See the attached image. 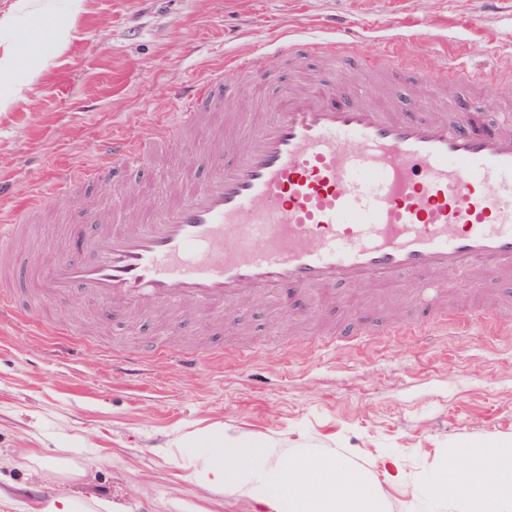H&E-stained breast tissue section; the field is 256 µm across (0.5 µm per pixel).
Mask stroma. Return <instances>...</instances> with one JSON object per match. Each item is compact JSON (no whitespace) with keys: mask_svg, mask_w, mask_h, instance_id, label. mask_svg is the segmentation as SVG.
Wrapping results in <instances>:
<instances>
[{"mask_svg":"<svg viewBox=\"0 0 512 512\" xmlns=\"http://www.w3.org/2000/svg\"><path fill=\"white\" fill-rule=\"evenodd\" d=\"M20 2L0 0V16L15 15L0 26V52L15 47L31 10L69 28L63 47L31 43L24 72L0 76V179L8 184L0 211L42 201L29 244L41 266L113 193H127L128 213L146 214L161 203L152 186L197 179L186 158L203 152L225 113L327 78L322 60L296 72L264 54L281 36L356 37L375 58L404 29L412 41L395 92L409 112L438 99L489 122L499 117L501 87L512 85V0H30L28 10ZM234 57L252 58L254 74L229 76L223 109L188 139L159 150L150 167L86 187L74 204L44 200L58 171L95 165L96 144L114 133L156 127L189 83ZM447 58L489 64L479 97L454 78L443 95L422 81ZM434 280L430 298L461 316L493 308L498 323L403 334L425 318L424 292L408 280L313 290L314 313L300 299L263 295L239 309H164L112 322L73 293L47 299L36 316L2 318L0 457L12 465L0 474L46 495L105 498L117 512H258L251 500L188 477L203 436L220 431L284 456L333 454L377 474L398 463L400 477L380 484L390 512H449L432 486L446 453L462 444L512 448V277ZM159 346L166 358L150 359ZM187 350L201 359L196 369L177 362ZM120 355L143 359L138 379L113 369ZM24 448L75 463L81 474L33 476Z\"/></svg>","mask_w":512,"mask_h":512,"instance_id":"1","label":"stroma"}]
</instances>
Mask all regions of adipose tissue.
Instances as JSON below:
<instances>
[{
	"instance_id": "obj_1",
	"label": "adipose tissue",
	"mask_w": 512,
	"mask_h": 512,
	"mask_svg": "<svg viewBox=\"0 0 512 512\" xmlns=\"http://www.w3.org/2000/svg\"><path fill=\"white\" fill-rule=\"evenodd\" d=\"M192 481L245 497L260 512H388L377 478L331 455L282 458L270 448H243L217 436L191 472ZM438 490L453 512H512V448L452 449L440 464ZM112 512L111 500L61 493L21 504L14 484L0 485V512Z\"/></svg>"
}]
</instances>
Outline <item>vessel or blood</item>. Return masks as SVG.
Segmentation results:
<instances>
[{
	"instance_id": "1",
	"label": "vessel or blood",
	"mask_w": 512,
	"mask_h": 512,
	"mask_svg": "<svg viewBox=\"0 0 512 512\" xmlns=\"http://www.w3.org/2000/svg\"><path fill=\"white\" fill-rule=\"evenodd\" d=\"M270 53L293 67L364 58L355 40L285 38ZM392 99L349 85L341 68L304 95L260 99L250 127L217 144L222 157L200 182L170 186L143 217L116 223L96 212L46 272L18 247L37 204L11 214L0 223V310L18 288L79 293L113 320L367 277L426 287L448 268L512 276V113L487 124L448 107L405 112ZM184 101L159 122L169 138L223 105L220 73L187 86ZM96 151L95 166L59 173L57 202L107 184L113 170L143 169L153 137L120 135Z\"/></svg>"
}]
</instances>
